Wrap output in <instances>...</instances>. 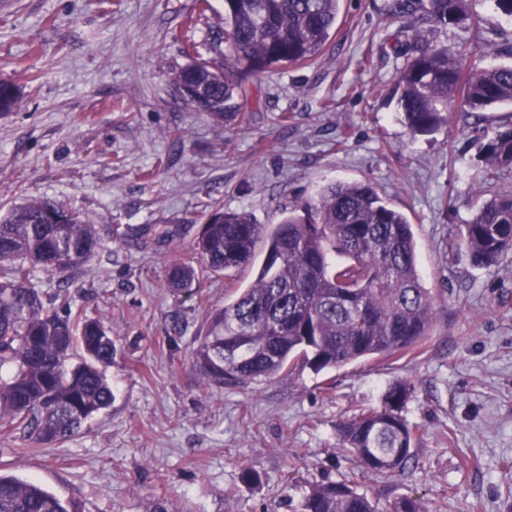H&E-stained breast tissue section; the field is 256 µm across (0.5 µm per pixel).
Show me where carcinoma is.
Masks as SVG:
<instances>
[{
  "label": "carcinoma",
  "mask_w": 512,
  "mask_h": 512,
  "mask_svg": "<svg viewBox=\"0 0 512 512\" xmlns=\"http://www.w3.org/2000/svg\"><path fill=\"white\" fill-rule=\"evenodd\" d=\"M341 0H224L227 63L200 57L172 83L182 98L215 124L241 117L238 97L247 74L316 63L329 49ZM394 33L396 93L412 137L448 128L456 112L512 107V64L467 65L481 40V20L469 0H386ZM465 28L470 39L434 45L426 26ZM15 84L0 80V112L20 105ZM479 161L512 170V120L485 136ZM196 253L204 269L255 271L245 288L228 283L224 307L212 310L194 336L192 363L211 387L272 381L298 367L316 372L359 359L406 354L429 336L437 313L423 284L412 224L368 181L332 182L311 198L282 209L276 224H255L245 212L203 211ZM127 229L103 227L46 198H31L0 213V426L26 431L36 447L70 439L112 404L106 372L116 347L112 326L98 311L61 314L54 298L32 286L34 273L65 274L84 267L105 240ZM478 267L512 250V193L477 203L461 229V243ZM191 261L169 264L170 286L193 292ZM81 361L67 367L74 355ZM412 387L392 382L381 406L340 422L337 436L358 465L392 477L415 460L419 429L404 414ZM0 512H77L31 481L0 473ZM291 512H377L352 481L313 483ZM389 512H426L418 497L396 499Z\"/></svg>",
  "instance_id": "1"
}]
</instances>
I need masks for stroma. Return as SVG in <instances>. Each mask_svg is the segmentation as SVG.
Returning a JSON list of instances; mask_svg holds the SVG:
<instances>
[{
	"label": "stroma",
	"mask_w": 512,
	"mask_h": 512,
	"mask_svg": "<svg viewBox=\"0 0 512 512\" xmlns=\"http://www.w3.org/2000/svg\"><path fill=\"white\" fill-rule=\"evenodd\" d=\"M211 2L202 14L196 0H0V80L23 95L0 113V204L44 197L102 225L181 228L167 243H106L69 276L36 272L55 308H94L111 325L114 400L36 454L22 433L0 434V472L79 512H289L310 484L344 476L379 512L405 495L427 512H512V252L491 267L448 253L477 189L512 192V170L492 175L477 160L482 131L512 113L492 110L480 124L458 112L447 130L410 137L393 95L398 25L385 0H344L319 62L247 75L244 122L215 125L171 81L188 62V17L202 57H213L224 0ZM470 9L486 37L470 63L512 62V17L492 0ZM360 180L413 225L437 303L431 335L402 356L207 386L192 341L223 306L226 277L204 274L190 297L168 284L170 258L191 254L202 232L200 189L274 224L295 199ZM397 379L414 387L405 415L420 437L407 473L386 478L356 465L336 425L378 407ZM246 467L259 483L244 482Z\"/></svg>",
	"instance_id": "obj_1"
}]
</instances>
